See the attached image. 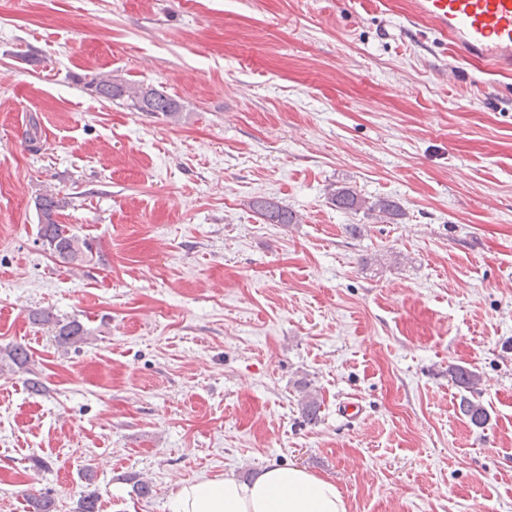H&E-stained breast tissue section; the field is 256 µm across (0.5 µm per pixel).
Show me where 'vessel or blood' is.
<instances>
[{
    "instance_id": "obj_1",
    "label": "vessel or blood",
    "mask_w": 512,
    "mask_h": 512,
    "mask_svg": "<svg viewBox=\"0 0 512 512\" xmlns=\"http://www.w3.org/2000/svg\"><path fill=\"white\" fill-rule=\"evenodd\" d=\"M411 15L469 63L512 75V0H412Z\"/></svg>"
}]
</instances>
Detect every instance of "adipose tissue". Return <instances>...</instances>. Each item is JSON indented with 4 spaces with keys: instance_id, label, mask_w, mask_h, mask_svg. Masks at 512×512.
Instances as JSON below:
<instances>
[{
    "instance_id": "1",
    "label": "adipose tissue",
    "mask_w": 512,
    "mask_h": 512,
    "mask_svg": "<svg viewBox=\"0 0 512 512\" xmlns=\"http://www.w3.org/2000/svg\"><path fill=\"white\" fill-rule=\"evenodd\" d=\"M170 512H346L335 483L296 466H270L253 481L234 476L182 485Z\"/></svg>"
}]
</instances>
